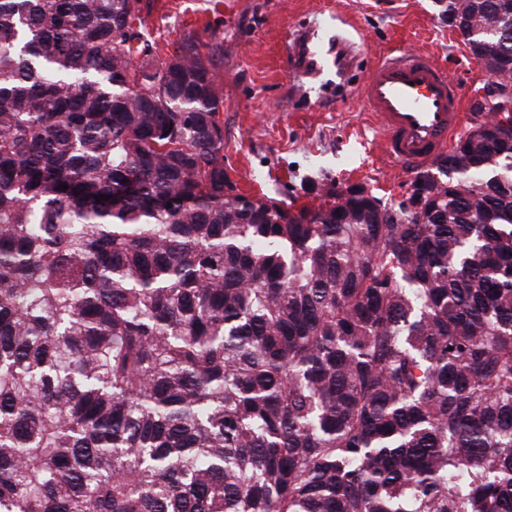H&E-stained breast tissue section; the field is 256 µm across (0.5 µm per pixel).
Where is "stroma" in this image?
Segmentation results:
<instances>
[{"label": "stroma", "mask_w": 512, "mask_h": 512, "mask_svg": "<svg viewBox=\"0 0 512 512\" xmlns=\"http://www.w3.org/2000/svg\"><path fill=\"white\" fill-rule=\"evenodd\" d=\"M143 29L157 60L171 57L188 33L213 59L222 91L224 164L239 193L253 199L315 205L323 185L359 184L395 205L413 170L388 166L380 135L358 97L380 53L404 47L432 55L468 98L491 78L447 23L435 0H150ZM350 20L359 53L344 74L301 77L299 35L314 32L332 48L336 19Z\"/></svg>", "instance_id": "stroma-1"}]
</instances>
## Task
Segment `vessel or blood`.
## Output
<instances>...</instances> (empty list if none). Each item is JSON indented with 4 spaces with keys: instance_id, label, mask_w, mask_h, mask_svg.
<instances>
[{
    "instance_id": "1",
    "label": "vessel or blood",
    "mask_w": 512,
    "mask_h": 512,
    "mask_svg": "<svg viewBox=\"0 0 512 512\" xmlns=\"http://www.w3.org/2000/svg\"><path fill=\"white\" fill-rule=\"evenodd\" d=\"M360 94L382 133L381 151L410 169L434 161L465 119V93L426 53L388 52Z\"/></svg>"
}]
</instances>
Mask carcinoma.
<instances>
[{"label":"carcinoma","instance_id":"1","mask_svg":"<svg viewBox=\"0 0 512 512\" xmlns=\"http://www.w3.org/2000/svg\"><path fill=\"white\" fill-rule=\"evenodd\" d=\"M437 3L512 79V0ZM149 9L0 0V512H512V128L411 208L228 196Z\"/></svg>","mask_w":512,"mask_h":512}]
</instances>
